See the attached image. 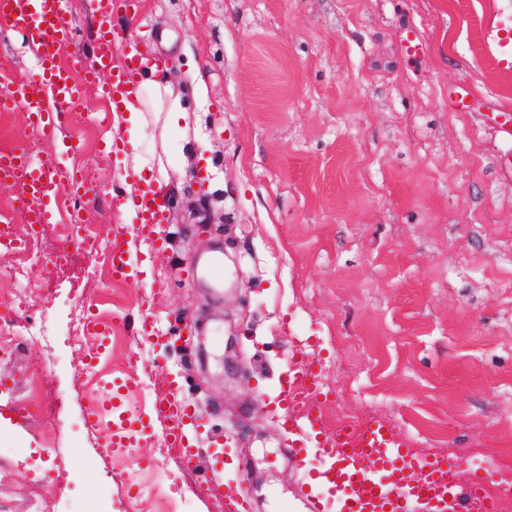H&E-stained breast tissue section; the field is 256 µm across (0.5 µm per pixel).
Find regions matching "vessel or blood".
<instances>
[{"label": "vessel or blood", "instance_id": "vessel-or-blood-1", "mask_svg": "<svg viewBox=\"0 0 512 512\" xmlns=\"http://www.w3.org/2000/svg\"><path fill=\"white\" fill-rule=\"evenodd\" d=\"M66 0H0V30L25 33L42 63L39 79L21 84L11 99L12 108L22 109L45 136H54L64 125L67 107L78 99L80 90L70 75L59 68V48L75 38L65 15ZM122 32L104 26L86 72L91 78L108 76V91L115 95V107L129 104L128 83L140 75L149 60L145 46L132 44L121 69L112 66V47L123 41ZM486 50L501 70L512 71V11L491 13L486 27ZM25 186L40 200L36 223L56 221L57 181L70 180L55 159L32 161L27 151L0 156V180ZM71 197L80 200L83 183L71 182ZM157 190H137L132 198L139 205L137 224L140 238L149 246L162 240L166 203ZM112 275L130 278L132 256L124 240L112 242ZM318 368L309 354L295 353L281 380L279 422L290 439L286 457L304 471L307 478L326 486L329 496L343 503L344 512H478L486 478H467L459 457L438 455L423 458L409 448L396 429L368 420L357 429L328 430L320 407L325 400ZM170 412L164 439L174 448H191V430L196 416L191 413L181 387L170 383L163 400ZM138 429L134 420L124 418L112 424L108 445L113 451L132 447ZM225 512H254L249 489L236 484L227 487Z\"/></svg>", "mask_w": 512, "mask_h": 512}]
</instances>
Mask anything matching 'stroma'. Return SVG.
Masks as SVG:
<instances>
[{
	"label": "stroma",
	"instance_id": "obj_1",
	"mask_svg": "<svg viewBox=\"0 0 512 512\" xmlns=\"http://www.w3.org/2000/svg\"><path fill=\"white\" fill-rule=\"evenodd\" d=\"M501 0H139L112 25L165 57L172 82L188 62L206 93L187 95L195 137H167L150 123L135 141L105 154L99 114L109 103L86 84L55 136L18 118L5 131L19 148L81 163L96 178L88 217L105 238L127 236L134 278L101 288L89 273L97 249L56 259L42 246L51 287L30 310L48 312L51 348L20 337L0 377L24 385L28 367L65 393L56 418L60 456L42 454L33 426L0 421V504L31 512L28 487L52 475L55 512H132L125 480L138 474L157 502L187 512H224L227 478L245 471L256 512H302L301 472L283 456L275 408L287 360L311 349L324 413L375 419L400 431L421 455L463 456L467 472L492 468L512 481V178L499 160L512 141L484 113L512 109V72L484 48V20ZM97 0H67L79 30L60 66L79 73L96 43ZM423 51L406 54L404 26ZM22 36L0 41V72L11 84L38 74ZM467 81L477 98L457 111L448 91ZM164 163L170 175L166 246L141 242L121 223L112 192L133 158ZM224 259V285L201 273ZM111 296L128 314L108 340L94 376H133L126 414L146 433L137 456L101 452L86 410L100 389L72 391L81 357L73 319ZM154 316L163 332L142 340L134 320ZM178 381L209 427L236 446L212 479L204 441L199 467L167 457L166 477L139 458L167 456V411L158 396Z\"/></svg>",
	"mask_w": 512,
	"mask_h": 512
}]
</instances>
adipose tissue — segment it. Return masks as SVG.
I'll return each instance as SVG.
<instances>
[{
    "mask_svg": "<svg viewBox=\"0 0 512 512\" xmlns=\"http://www.w3.org/2000/svg\"><path fill=\"white\" fill-rule=\"evenodd\" d=\"M135 96L137 103L128 107L125 116L116 118L112 136L121 139L122 135L133 134L148 124L149 114L164 117L163 128L166 132L187 135L188 130L181 122L186 117L180 94L176 93L167 77V68L163 59H156L150 68L143 71Z\"/></svg>",
    "mask_w": 512,
    "mask_h": 512,
    "instance_id": "1",
    "label": "adipose tissue"
}]
</instances>
